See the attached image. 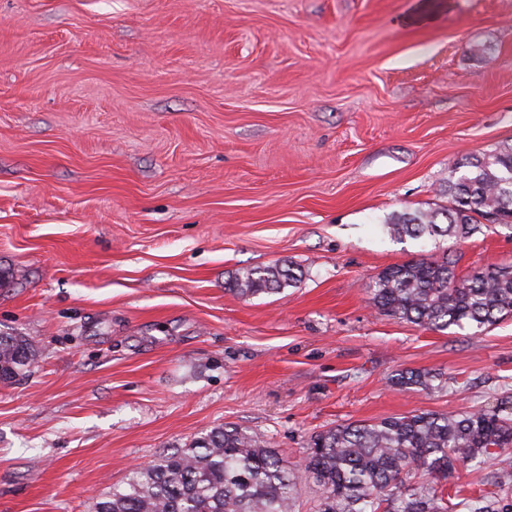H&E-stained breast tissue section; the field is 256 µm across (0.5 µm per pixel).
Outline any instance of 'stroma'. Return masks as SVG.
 I'll return each instance as SVG.
<instances>
[{"mask_svg": "<svg viewBox=\"0 0 512 512\" xmlns=\"http://www.w3.org/2000/svg\"><path fill=\"white\" fill-rule=\"evenodd\" d=\"M417 2L0 0V333L37 350L0 383V512H94L226 423L294 468L339 424L512 409V318L432 331L369 303L410 259L512 265L500 225L385 232L512 143V0ZM278 262L301 282L228 290ZM505 459L457 464L449 495L493 492ZM438 376L426 370L405 369L394 374L391 381L394 387L401 390L410 388L432 389L434 387L433 383L438 380Z\"/></svg>", "mask_w": 512, "mask_h": 512, "instance_id": "obj_1", "label": "stroma"}]
</instances>
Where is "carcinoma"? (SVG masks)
Wrapping results in <instances>:
<instances>
[{"mask_svg":"<svg viewBox=\"0 0 512 512\" xmlns=\"http://www.w3.org/2000/svg\"><path fill=\"white\" fill-rule=\"evenodd\" d=\"M449 206L404 213L385 223L396 240L471 237L488 216L512 229V144L467 153L448 179ZM292 265L243 268L232 289L278 294L300 282ZM380 313L430 330L464 323L477 329L512 316V266L491 264L459 278L452 262L416 259L384 270L370 288ZM37 354L25 336L0 334V381L26 374ZM438 375L405 369L393 386L431 389ZM512 446V416L486 411L424 412L374 423L340 424L316 434L301 466L321 490L319 512H453L443 490L411 488L407 475H447L460 459L476 466ZM295 475L254 432L233 425L212 429L191 446L136 467L96 503V512H294ZM485 496L459 506L500 512Z\"/></svg>","mask_w":512,"mask_h":512,"instance_id":"1","label":"carcinoma"}]
</instances>
